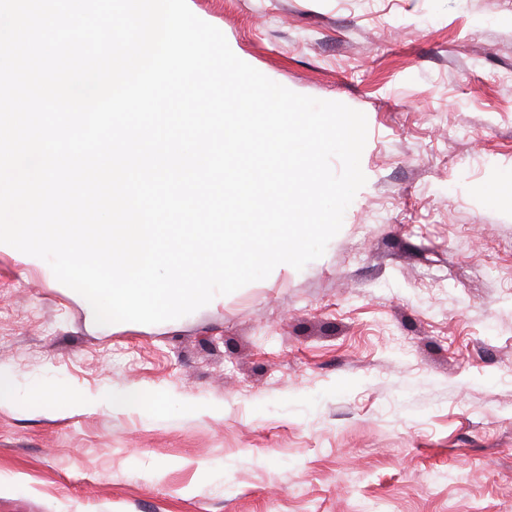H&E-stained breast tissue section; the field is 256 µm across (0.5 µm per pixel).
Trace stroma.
<instances>
[{"label": "stroma", "instance_id": "stroma-1", "mask_svg": "<svg viewBox=\"0 0 512 512\" xmlns=\"http://www.w3.org/2000/svg\"><path fill=\"white\" fill-rule=\"evenodd\" d=\"M188 6L363 112L366 183L321 258L159 324L0 248V512H512V0ZM143 400V394L137 390L132 389L125 394L121 399H112L107 393L99 394L92 398H75L72 395L65 393H55L52 396L42 394L33 395L28 400V405L31 409H40L47 401H50L54 406L65 409L74 410H94L97 408L112 409L117 404L135 405Z\"/></svg>", "mask_w": 512, "mask_h": 512}]
</instances>
